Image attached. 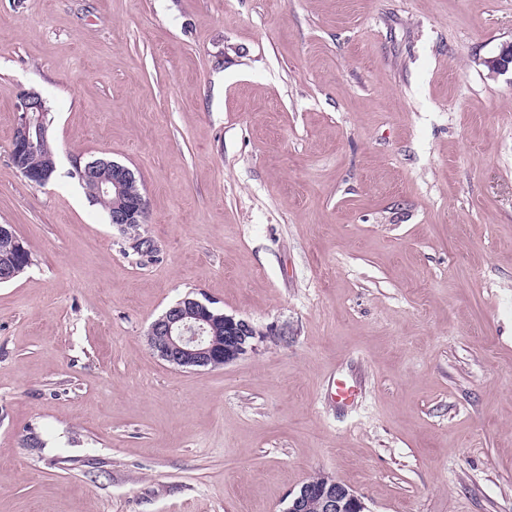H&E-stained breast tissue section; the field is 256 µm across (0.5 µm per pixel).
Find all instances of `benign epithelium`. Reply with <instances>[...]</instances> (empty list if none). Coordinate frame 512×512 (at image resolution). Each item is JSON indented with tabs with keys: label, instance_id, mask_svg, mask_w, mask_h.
I'll return each mask as SVG.
<instances>
[{
	"label": "benign epithelium",
	"instance_id": "benign-epithelium-1",
	"mask_svg": "<svg viewBox=\"0 0 512 512\" xmlns=\"http://www.w3.org/2000/svg\"><path fill=\"white\" fill-rule=\"evenodd\" d=\"M16 110L18 120L14 129L11 160L20 173L32 184L45 185L56 169L54 156L44 157L42 170L34 172L24 164L25 157L34 150L35 141L46 137L49 122L42 117L44 99L34 90L20 91ZM99 162L76 164L80 181L96 192L105 190L115 194L118 204L112 208L110 223L123 231L135 230L145 223L148 203L144 194L130 198L125 187L134 180L128 167L112 162V181L102 186L98 177ZM214 308L207 300L187 295L171 305L152 322L147 333L150 349L161 360L179 368L199 371L211 369L218 361L226 364L250 355L271 335L246 319L222 314L224 318L223 342L210 335ZM312 507L319 512H369L363 498L351 487L332 476H323L314 485L304 483L291 494L284 512H308Z\"/></svg>",
	"mask_w": 512,
	"mask_h": 512
}]
</instances>
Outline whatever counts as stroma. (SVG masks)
Wrapping results in <instances>:
<instances>
[{
    "mask_svg": "<svg viewBox=\"0 0 512 512\" xmlns=\"http://www.w3.org/2000/svg\"><path fill=\"white\" fill-rule=\"evenodd\" d=\"M510 42L512 0H0V512H284L320 474L512 512ZM99 157L152 252L71 178ZM188 294L279 334L174 368L146 334ZM43 104L44 99L38 92L34 90L20 91L16 104L18 120L11 146L13 164L30 183L35 185H46L51 173L56 169V149L50 134L37 153L31 154L27 159L29 168L35 170L42 165L43 169L33 172L24 164L25 157L35 148V140L46 137L49 129L50 121L48 122L42 117ZM43 156L45 157L42 164Z\"/></svg>",
    "mask_w": 512,
    "mask_h": 512,
    "instance_id": "obj_1",
    "label": "stroma"
}]
</instances>
